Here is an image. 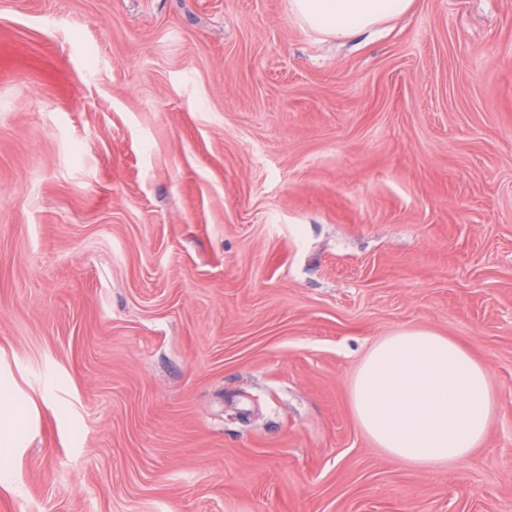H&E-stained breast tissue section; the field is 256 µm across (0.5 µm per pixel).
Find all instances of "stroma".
<instances>
[{
    "mask_svg": "<svg viewBox=\"0 0 512 512\" xmlns=\"http://www.w3.org/2000/svg\"><path fill=\"white\" fill-rule=\"evenodd\" d=\"M489 370L482 447L359 429L378 338ZM0 512H512V0H0ZM413 0H290L291 12L306 26L347 38L407 12Z\"/></svg>",
    "mask_w": 512,
    "mask_h": 512,
    "instance_id": "stroma-1",
    "label": "stroma"
}]
</instances>
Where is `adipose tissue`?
I'll use <instances>...</instances> for the list:
<instances>
[{"instance_id": "obj_1", "label": "adipose tissue", "mask_w": 512, "mask_h": 512, "mask_svg": "<svg viewBox=\"0 0 512 512\" xmlns=\"http://www.w3.org/2000/svg\"><path fill=\"white\" fill-rule=\"evenodd\" d=\"M413 0H290L306 26L347 38L407 12ZM360 430L409 466L452 467L481 447L497 406L490 375L455 341L425 329L380 337L351 385Z\"/></svg>"}]
</instances>
